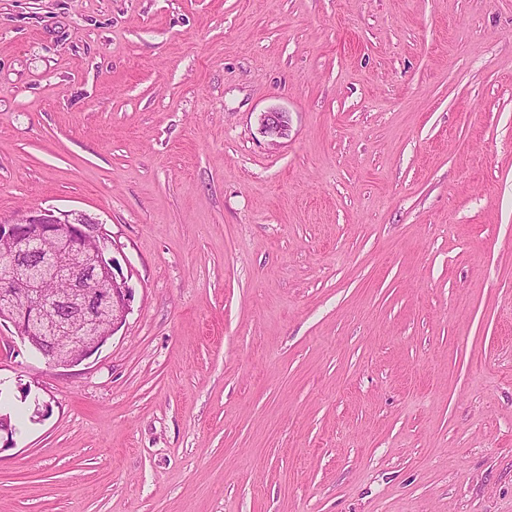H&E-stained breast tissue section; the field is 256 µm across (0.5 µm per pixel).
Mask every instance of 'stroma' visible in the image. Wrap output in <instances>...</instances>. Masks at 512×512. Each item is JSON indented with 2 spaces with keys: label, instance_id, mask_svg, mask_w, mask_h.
I'll use <instances>...</instances> for the list:
<instances>
[{
  "label": "stroma",
  "instance_id": "1",
  "mask_svg": "<svg viewBox=\"0 0 512 512\" xmlns=\"http://www.w3.org/2000/svg\"><path fill=\"white\" fill-rule=\"evenodd\" d=\"M30 210L134 299L0 325V512H512V0H0ZM261 131L272 142L288 135V116L284 112H267L261 121ZM17 224L28 225L27 238L40 244L44 273L38 281L27 273ZM46 241L53 243L51 251L42 250ZM2 246H9L12 252L5 276L7 266L0 259V322L10 323L31 352L48 349L51 363L72 366L98 351L126 322L133 289L120 276L119 260L113 251L111 255L112 242L85 214L56 216L51 211H29L13 222H1L0 251ZM73 257L78 264L71 261ZM45 279H65L72 288L52 304H44L39 287ZM59 305L70 311L69 319L58 318ZM89 328L93 331L88 332Z\"/></svg>",
  "mask_w": 512,
  "mask_h": 512
}]
</instances>
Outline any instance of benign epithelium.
<instances>
[{"instance_id":"7a95c632","label":"benign epithelium","mask_w":512,"mask_h":512,"mask_svg":"<svg viewBox=\"0 0 512 512\" xmlns=\"http://www.w3.org/2000/svg\"><path fill=\"white\" fill-rule=\"evenodd\" d=\"M261 131L275 142L288 136V116L267 112ZM30 228L27 238L43 244L42 279H65L72 288L51 304L39 298L40 282L27 273V256L20 251L16 225ZM10 247L8 272L0 278V322L10 323L31 350L50 351L51 363L72 366L93 355L123 323L131 311L133 289L120 276L119 260L111 255L112 242L100 225L84 214L57 216L50 211H29L13 222L0 224V247ZM80 256V263L71 261ZM71 317L62 320L56 308Z\"/></svg>"}]
</instances>
